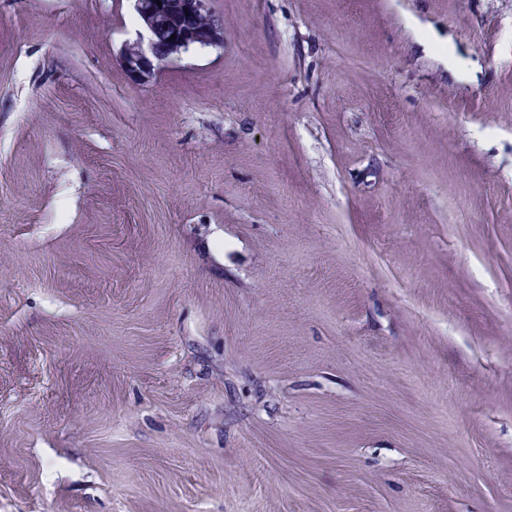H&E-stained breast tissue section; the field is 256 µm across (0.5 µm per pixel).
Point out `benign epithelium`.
<instances>
[{
    "label": "benign epithelium",
    "instance_id": "7a95c632",
    "mask_svg": "<svg viewBox=\"0 0 512 512\" xmlns=\"http://www.w3.org/2000/svg\"><path fill=\"white\" fill-rule=\"evenodd\" d=\"M210 0H133L141 31L123 44L118 64L129 82L146 85L160 69L196 49L224 46V22Z\"/></svg>",
    "mask_w": 512,
    "mask_h": 512
}]
</instances>
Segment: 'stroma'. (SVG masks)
Wrapping results in <instances>:
<instances>
[{"instance_id":"stroma-1","label":"stroma","mask_w":512,"mask_h":512,"mask_svg":"<svg viewBox=\"0 0 512 512\" xmlns=\"http://www.w3.org/2000/svg\"><path fill=\"white\" fill-rule=\"evenodd\" d=\"M0 0V512H512V0ZM131 1L142 31L123 44L118 64L135 85L149 84L165 64L196 49L224 45V22L211 11L210 0H160L161 6L156 0Z\"/></svg>"}]
</instances>
